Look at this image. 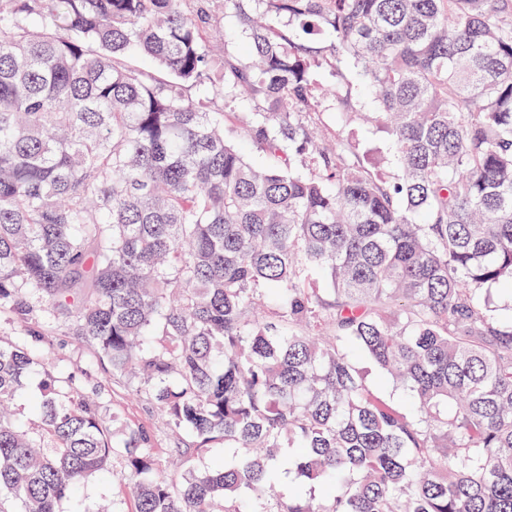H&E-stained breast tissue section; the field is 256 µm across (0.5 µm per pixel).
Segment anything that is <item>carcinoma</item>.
Returning a JSON list of instances; mask_svg holds the SVG:
<instances>
[{"label":"carcinoma","mask_w":512,"mask_h":512,"mask_svg":"<svg viewBox=\"0 0 512 512\" xmlns=\"http://www.w3.org/2000/svg\"><path fill=\"white\" fill-rule=\"evenodd\" d=\"M219 5L247 55L214 60ZM328 95L396 173L319 142ZM494 286L512 292V0H0V309L66 329L187 437L163 460L49 352L0 344V512H60L115 458L134 508L112 512H512ZM33 377L22 426L6 403ZM356 361L358 367L366 377V383L369 389L375 395L401 410L408 408L409 400L405 393L393 387L392 384H382L376 369L369 361L365 359H357Z\"/></svg>","instance_id":"cac0c4a2"}]
</instances>
